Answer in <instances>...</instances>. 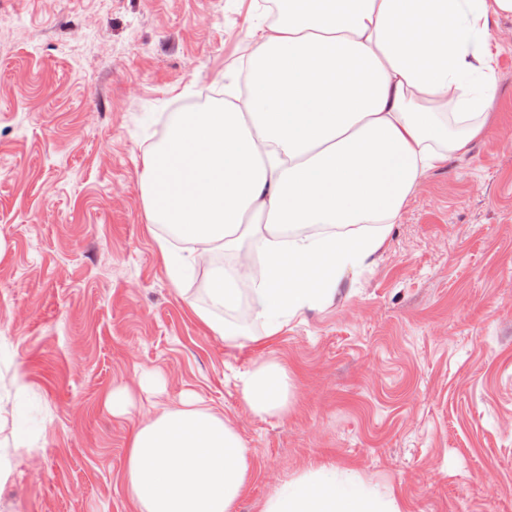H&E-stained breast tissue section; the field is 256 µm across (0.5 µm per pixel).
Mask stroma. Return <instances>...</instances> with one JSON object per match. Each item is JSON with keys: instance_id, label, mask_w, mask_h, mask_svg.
<instances>
[{"instance_id": "obj_1", "label": "stroma", "mask_w": 512, "mask_h": 512, "mask_svg": "<svg viewBox=\"0 0 512 512\" xmlns=\"http://www.w3.org/2000/svg\"><path fill=\"white\" fill-rule=\"evenodd\" d=\"M484 134L414 188L384 248L267 347L288 412L241 401L257 353L183 304L146 229L143 157L224 100L252 0H0V402L18 443L0 512H126L133 421L188 393L250 465L235 512L322 462L408 512H512V15L493 18ZM134 394L129 417L104 394Z\"/></svg>"}]
</instances>
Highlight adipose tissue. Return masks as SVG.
<instances>
[{
	"label": "adipose tissue",
	"instance_id": "1",
	"mask_svg": "<svg viewBox=\"0 0 512 512\" xmlns=\"http://www.w3.org/2000/svg\"><path fill=\"white\" fill-rule=\"evenodd\" d=\"M247 56L246 92L181 112L144 155L148 224L173 285L214 252L187 305L225 346L263 347L321 309L377 254L414 187L485 129L495 100L492 17L512 0H276ZM260 257L261 274L250 262ZM248 305L261 335L236 317ZM290 375L258 358L242 379L254 414L287 413ZM240 433L186 397L128 434V512H234L248 490ZM262 512H407L322 465Z\"/></svg>",
	"mask_w": 512,
	"mask_h": 512
}]
</instances>
